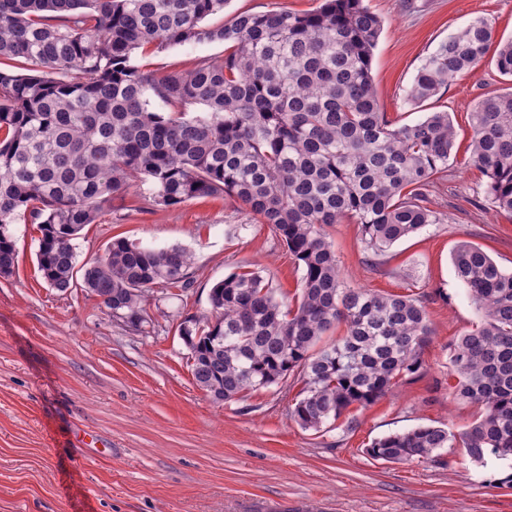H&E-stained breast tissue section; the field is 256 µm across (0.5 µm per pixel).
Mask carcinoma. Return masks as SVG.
Returning a JSON list of instances; mask_svg holds the SVG:
<instances>
[{
    "label": "carcinoma",
    "instance_id": "obj_1",
    "mask_svg": "<svg viewBox=\"0 0 512 512\" xmlns=\"http://www.w3.org/2000/svg\"><path fill=\"white\" fill-rule=\"evenodd\" d=\"M228 2L0 0V59L34 66L0 71V276L17 259L9 225L24 220L39 232L50 287L106 295L112 317L140 331L151 288L190 285L191 252L116 238L78 269L73 240L110 195L139 182L168 207L233 197L302 267L300 291L290 306L263 270L231 272L210 291L211 317L178 326L187 365L216 403L297 375L290 416L319 431L421 374L431 336L421 299L344 284L324 226L351 219L366 248L383 252L439 223L421 199L448 170L454 131L446 112L399 126L382 112L371 73L382 20L363 0L202 25ZM203 41L228 53L164 77L132 63L140 48ZM489 54L512 77V38L475 18L426 58L408 102L422 107ZM152 96L168 111H153ZM470 122L471 161L497 212L512 216V90L478 100ZM452 263L483 318L453 345L450 395L482 413L458 433L422 425L377 438L366 449L374 460L445 465L444 448L481 465L512 459V272L468 243ZM340 323L346 334L324 340Z\"/></svg>",
    "mask_w": 512,
    "mask_h": 512
}]
</instances>
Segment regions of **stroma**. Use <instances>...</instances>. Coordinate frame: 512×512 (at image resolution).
Masks as SVG:
<instances>
[{
    "label": "stroma",
    "instance_id": "obj_1",
    "mask_svg": "<svg viewBox=\"0 0 512 512\" xmlns=\"http://www.w3.org/2000/svg\"><path fill=\"white\" fill-rule=\"evenodd\" d=\"M322 2L229 0L204 24L220 26L243 11L308 13ZM366 3L383 21L372 62L382 111L400 125L448 112L455 149L426 195L440 223L381 254L364 247L352 221L325 232L347 285L422 296L432 335L421 376L354 411V423L342 419L319 433L291 419V397L275 385L213 402L192 379L179 323L209 314L212 286L237 268L262 269L289 297L302 270L234 198L156 206L143 182L111 196L74 241L81 264L119 237L193 252L191 287L151 289L142 330L112 318L83 288H50L37 269L34 225L10 227L18 259L11 276H0V512H512L511 462L478 466L457 448L443 450L442 466L366 453L376 438L418 425L457 432L478 414L449 398L450 348L482 319L451 254L469 242L512 271V217L496 211L469 150L473 105L512 80L486 60L425 107L411 106L406 91L438 44L473 18L512 36V0ZM224 54L220 41L185 43L136 51L132 61L162 77Z\"/></svg>",
    "mask_w": 512,
    "mask_h": 512
}]
</instances>
